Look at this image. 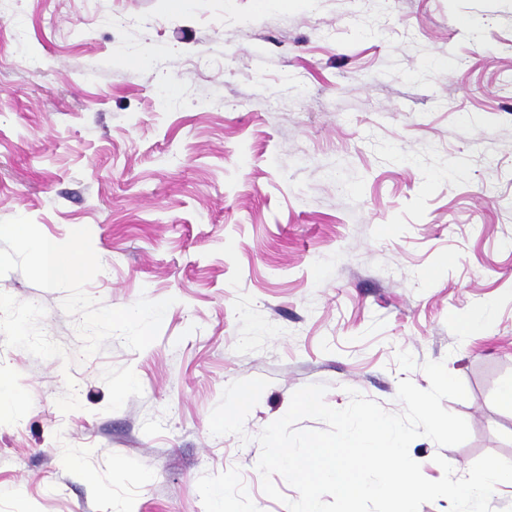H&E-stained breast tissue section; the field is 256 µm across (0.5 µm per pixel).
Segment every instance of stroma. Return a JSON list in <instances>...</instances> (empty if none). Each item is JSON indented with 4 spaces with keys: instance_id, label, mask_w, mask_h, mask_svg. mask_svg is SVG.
<instances>
[{
    "instance_id": "obj_1",
    "label": "stroma",
    "mask_w": 512,
    "mask_h": 512,
    "mask_svg": "<svg viewBox=\"0 0 512 512\" xmlns=\"http://www.w3.org/2000/svg\"><path fill=\"white\" fill-rule=\"evenodd\" d=\"M427 361L470 437L424 477L512 461V0H0V512H288L293 392ZM13 232L21 239L32 243L40 254L46 278L53 283L64 282L80 277L84 272V260L74 254H63L48 242L32 241L26 225L16 224Z\"/></svg>"
}]
</instances>
